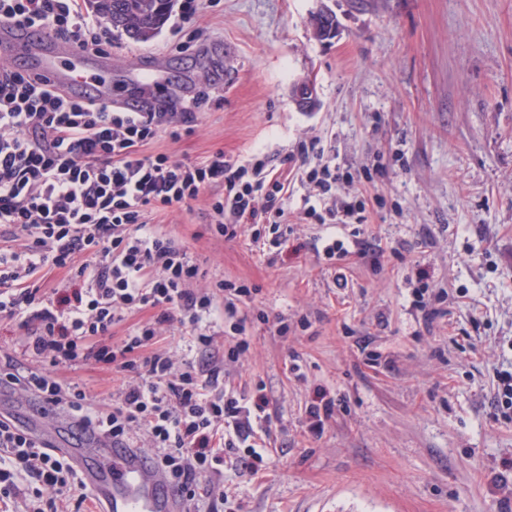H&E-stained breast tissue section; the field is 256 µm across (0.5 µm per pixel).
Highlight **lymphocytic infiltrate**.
Instances as JSON below:
<instances>
[{
  "label": "lymphocytic infiltrate",
  "instance_id": "lymphocytic-infiltrate-1",
  "mask_svg": "<svg viewBox=\"0 0 512 512\" xmlns=\"http://www.w3.org/2000/svg\"><path fill=\"white\" fill-rule=\"evenodd\" d=\"M220 2L179 0L173 33L181 49L207 39L198 19L204 4ZM2 22L51 30L89 53L112 47L111 30L90 13L88 0H0ZM201 103L196 97L173 112L160 100L146 112L120 111L0 62V321L24 329L20 350L34 363L0 362V383L64 410L82 431L152 453L190 503L197 480L223 472L225 456L237 449H246L240 463L257 474L277 420L263 392L248 398L224 391L227 365L250 348L243 310L255 287L207 279L198 259L159 224L203 196L215 237L247 235L276 253L289 225L365 223L362 189L375 177L367 168L340 170L314 142L277 163L220 150L176 160L158 150L161 137L194 132ZM298 182L307 193L294 207ZM343 184L354 194L338 196ZM51 271L63 287H48ZM146 309L149 321L114 337L127 314ZM175 325L188 333L195 356L178 358L161 345ZM77 366L123 373L111 407H92L88 387L60 379V371ZM30 482L45 495L47 512L69 501L79 510L87 499L74 492L81 481L71 464L1 414L0 500L26 497Z\"/></svg>",
  "mask_w": 512,
  "mask_h": 512
}]
</instances>
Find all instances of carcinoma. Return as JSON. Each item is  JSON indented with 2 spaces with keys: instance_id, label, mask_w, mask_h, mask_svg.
<instances>
[{
  "instance_id": "cac0c4a2",
  "label": "carcinoma",
  "mask_w": 512,
  "mask_h": 512,
  "mask_svg": "<svg viewBox=\"0 0 512 512\" xmlns=\"http://www.w3.org/2000/svg\"><path fill=\"white\" fill-rule=\"evenodd\" d=\"M96 11L112 22V28L130 38L147 42L167 22L173 0H93Z\"/></svg>"
}]
</instances>
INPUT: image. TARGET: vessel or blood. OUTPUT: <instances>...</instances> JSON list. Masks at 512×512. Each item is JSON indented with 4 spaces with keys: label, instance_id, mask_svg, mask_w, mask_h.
I'll return each instance as SVG.
<instances>
[{
    "label": "vessel or blood",
    "instance_id": "b4317fda",
    "mask_svg": "<svg viewBox=\"0 0 512 512\" xmlns=\"http://www.w3.org/2000/svg\"><path fill=\"white\" fill-rule=\"evenodd\" d=\"M26 59L30 72L86 98L111 101L112 85L99 71L111 66L108 56L84 54L75 44L13 24L0 25V54ZM33 435L70 460L84 484L101 501V512H181L177 495L162 470L143 453L115 448L94 438L88 447L63 440L57 425L32 424Z\"/></svg>",
    "mask_w": 512,
    "mask_h": 512
}]
</instances>
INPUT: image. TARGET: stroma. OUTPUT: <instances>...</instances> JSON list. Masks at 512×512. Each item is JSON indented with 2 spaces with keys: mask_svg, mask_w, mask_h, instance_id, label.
<instances>
[{
  "mask_svg": "<svg viewBox=\"0 0 512 512\" xmlns=\"http://www.w3.org/2000/svg\"><path fill=\"white\" fill-rule=\"evenodd\" d=\"M339 27L314 37L320 9ZM201 23V50L120 37L116 94L168 96L172 111L207 90L193 134L162 139L178 159L215 150L281 157L320 139L341 167L377 165L362 237L379 261L351 257L348 285L312 248L321 225L295 224L276 259L248 238L209 231L204 201L164 228L209 275L256 285L257 305L286 314L287 335L252 319L250 349L228 388L264 384L279 420L262 474L225 466L195 487L198 512H501L512 499V415L496 407L512 372V0H221ZM162 59L160 86L138 84L143 57ZM314 80L302 111L293 84ZM399 247L401 257L389 254ZM418 270L445 289L444 314L412 306ZM336 400L321 437L305 432L317 390ZM505 488L492 489L497 474Z\"/></svg>",
  "mask_w": 512,
  "mask_h": 512,
  "instance_id": "stroma-1",
  "label": "stroma"
}]
</instances>
